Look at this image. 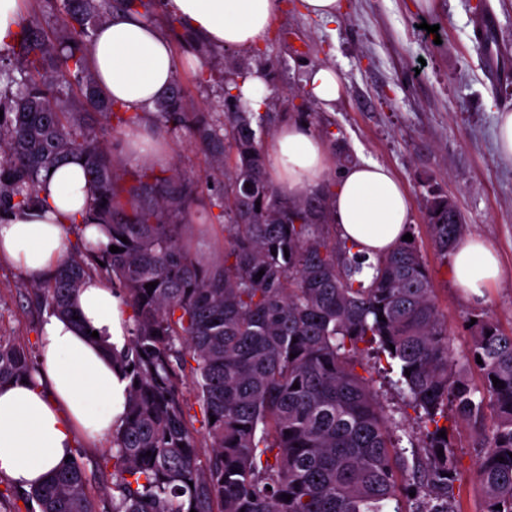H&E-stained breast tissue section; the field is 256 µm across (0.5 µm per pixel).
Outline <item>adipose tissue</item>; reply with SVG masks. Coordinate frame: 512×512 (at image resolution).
<instances>
[{
	"instance_id": "1",
	"label": "adipose tissue",
	"mask_w": 512,
	"mask_h": 512,
	"mask_svg": "<svg viewBox=\"0 0 512 512\" xmlns=\"http://www.w3.org/2000/svg\"><path fill=\"white\" fill-rule=\"evenodd\" d=\"M169 15L211 45L252 49L279 15L281 0H163ZM88 60L106 97L128 111L144 113L173 82L178 58L169 39L135 13L110 15L97 29ZM305 90L324 107L344 94L330 65L309 70ZM268 160L280 190L291 197L317 187L335 166L325 141L301 121L279 127ZM331 210L343 240L376 258L408 231L409 199L384 165L352 162L340 168ZM35 206L0 209V260L38 279L52 277L67 256V233L79 226L84 239L106 242L88 207L93 188L80 159L41 173ZM457 284L474 297L502 275L497 252L468 236L452 257ZM75 317L49 316L40 336L39 371L33 381L0 384V474L27 490L76 455L80 436L108 437L122 423L128 382L112 359L131 333L130 311L118 290L90 276L75 297Z\"/></svg>"
}]
</instances>
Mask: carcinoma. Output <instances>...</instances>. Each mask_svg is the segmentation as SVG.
<instances>
[{
	"label": "carcinoma",
	"mask_w": 512,
	"mask_h": 512,
	"mask_svg": "<svg viewBox=\"0 0 512 512\" xmlns=\"http://www.w3.org/2000/svg\"><path fill=\"white\" fill-rule=\"evenodd\" d=\"M152 5L60 0L52 30L28 16L16 63L0 60L8 92L0 100V207L31 204L40 173L78 155L94 189L90 215L108 238L82 244L33 288L50 313L71 316L93 274L116 286L130 310L131 336L117 356L129 403L105 454L112 512H386L412 492L413 512H456V452L438 436L450 412L477 427L483 512H512V331L474 313L468 350L456 354L415 242L369 263L336 233L334 180L297 198L273 184L262 149L271 113L253 111L227 87V112L216 124L175 83L148 121L158 135L188 130L221 175L219 189L205 202L177 167L147 164L126 183L127 164L95 123L138 126L142 118L105 97L87 54L111 13L134 10L150 22ZM424 202L432 242L446 257L469 225L461 217L448 223V195L432 184ZM196 205L224 234L222 255L211 262L191 247ZM372 346L416 414L421 445L411 460L400 446L403 421L356 369L357 354ZM478 357L479 387L467 376ZM36 372L31 352L0 336V383ZM186 375L190 397L179 387ZM87 485L75 461L25 498L38 512H95Z\"/></svg>",
	"instance_id": "obj_1"
}]
</instances>
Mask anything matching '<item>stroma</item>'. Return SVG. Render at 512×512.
Instances as JSON below:
<instances>
[{
  "label": "stroma",
  "mask_w": 512,
  "mask_h": 512,
  "mask_svg": "<svg viewBox=\"0 0 512 512\" xmlns=\"http://www.w3.org/2000/svg\"><path fill=\"white\" fill-rule=\"evenodd\" d=\"M272 32L259 48L243 53L247 66L266 73V111L280 122L295 119L304 75L327 63L340 71L345 93L333 109L321 110L337 142L353 159L389 167L411 201L410 230L432 273L434 295L450 331L455 353L467 351L466 319L474 311L492 313L512 329V160L494 143L496 112L512 109V74L495 75L498 61L512 70V0H430L417 10L414 0H346L344 13L327 21L305 16L298 0H282ZM157 26L171 40L180 65L176 80L198 111L215 117L224 110L227 49L196 51V37L155 7ZM492 14L491 56L476 37L480 14ZM438 26V34L428 26ZM172 160L197 180L200 196L212 195L208 157L186 132L167 135ZM452 197L470 226L498 253L502 277L474 299L453 277L450 258L434 247L423 198L427 184ZM34 278L0 261V336L38 350L47 315L32 288ZM458 460L454 493L458 512H482L483 491L475 477L480 449L471 424L450 428ZM110 441L85 439L79 459L89 478L88 494L97 512H112L107 494L111 468L99 461Z\"/></svg>",
  "instance_id": "obj_1"
}]
</instances>
